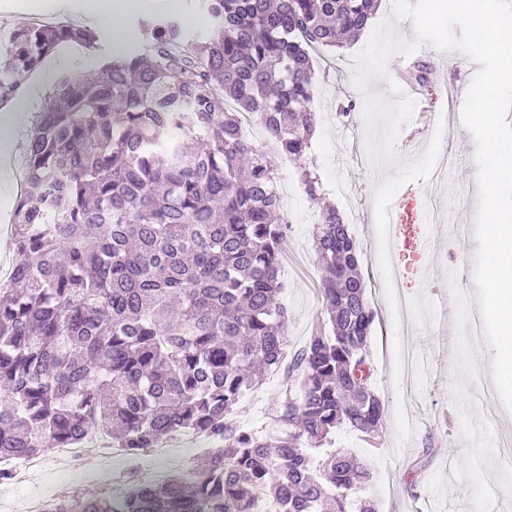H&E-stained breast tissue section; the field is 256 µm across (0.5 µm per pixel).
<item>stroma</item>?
<instances>
[{
    "label": "stroma",
    "instance_id": "stroma-1",
    "mask_svg": "<svg viewBox=\"0 0 512 512\" xmlns=\"http://www.w3.org/2000/svg\"><path fill=\"white\" fill-rule=\"evenodd\" d=\"M84 4L0 0V47L29 25L32 14L74 18ZM95 31L96 47L66 57L44 82L31 112L46 107L55 80L92 73L111 59L110 27L99 25ZM364 45L360 39L317 56L320 76L311 108L318 124L310 154L325 198L359 244L367 299L377 314L367 343L372 385L386 410L374 443L341 428L331 446L368 459L364 493L374 498L378 512H512V497L502 493L512 488V465L501 460V443L512 436V410L498 394L494 350L485 335L464 334L470 316L480 312L477 298L464 306L454 299L459 274L474 275L478 252L477 143L462 118L478 65L460 50L425 43L411 55L392 54L385 75L370 77L361 90L353 58ZM348 101L354 110L349 117L338 116L337 104ZM425 104L447 114L448 138L427 136L418 146L405 147V131ZM446 156L453 165L439 192L431 193L429 169ZM277 186L291 216L281 265L286 287L279 297L288 311L285 351L290 354L323 319L322 272L313 241L321 208L306 193L298 162L279 163ZM390 211L414 225L419 240L430 241L421 261L402 248L384 251L383 216ZM387 265L398 273V295L412 303L408 322L397 321L394 295L379 274ZM287 386V367L267 372L262 384L244 395L238 425L260 436L271 433ZM201 454L197 447L176 449L171 458L149 452L132 460L121 454L95 480L81 470L57 473L49 461L44 476L59 489L116 495L124 491L128 472L143 480L155 470L182 472Z\"/></svg>",
    "mask_w": 512,
    "mask_h": 512
}]
</instances>
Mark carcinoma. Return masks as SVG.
I'll return each mask as SVG.
<instances>
[{
  "mask_svg": "<svg viewBox=\"0 0 512 512\" xmlns=\"http://www.w3.org/2000/svg\"><path fill=\"white\" fill-rule=\"evenodd\" d=\"M381 0H199L204 34L158 13L147 51L113 53L97 76L66 77L36 116L10 218L17 271L0 283V456L43 455L95 428L132 459L185 433L224 443L185 475L118 496L73 492L52 512H352L364 459L311 450L345 426L375 438L384 401L364 354L376 320L358 246L326 206L314 243L324 319L288 364L279 431L235 413L284 358L283 245L274 160L243 132L249 112L286 156L309 157L315 50L345 47ZM95 31L45 24L0 56V104L65 45Z\"/></svg>",
  "mask_w": 512,
  "mask_h": 512,
  "instance_id": "1",
  "label": "carcinoma"
}]
</instances>
